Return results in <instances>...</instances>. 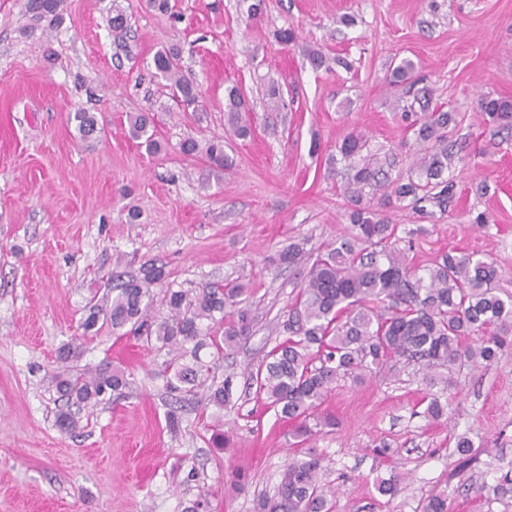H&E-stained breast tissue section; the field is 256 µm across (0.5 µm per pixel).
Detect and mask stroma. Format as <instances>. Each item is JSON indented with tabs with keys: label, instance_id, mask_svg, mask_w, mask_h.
Instances as JSON below:
<instances>
[{
	"label": "stroma",
	"instance_id": "obj_1",
	"mask_svg": "<svg viewBox=\"0 0 512 512\" xmlns=\"http://www.w3.org/2000/svg\"><path fill=\"white\" fill-rule=\"evenodd\" d=\"M62 0L54 30L37 25L25 0H0V512H184L199 487L204 512H255L289 458L313 454L337 491L335 512H416L446 492L449 512H512L492 488L512 471V329L494 364L466 370L453 387H427L410 366L357 384L338 381L320 412L334 417L302 445L249 379L285 340L281 322L311 255L348 235L346 166L337 146L350 132L413 160V133L396 105L391 65L408 58L434 103L456 112L461 160L446 209L395 202L408 260L475 254L512 295V128L487 122L490 94L512 101V0H263L248 18L239 0ZM128 20L114 31L115 11ZM293 28L284 44L279 30ZM177 49L201 109H179L154 68ZM336 59L314 68L310 50ZM238 86L251 134L229 130L224 91ZM283 107L268 104L270 86ZM100 131L81 139L75 113ZM149 113L156 152L129 136ZM220 140L233 166L209 167L181 152L183 140ZM302 248L293 265L278 251ZM164 268V286L234 281L251 290L249 338L221 362L233 377L225 408H177L159 374L161 356L133 336L80 327L89 288L113 274ZM81 346L78 366L125 372L122 396L82 413L61 433L46 376L58 348ZM444 417L426 415V393ZM177 411V430L166 425ZM228 448H213V425ZM475 458L459 467L455 440ZM400 481L394 496L377 483ZM474 485L462 488L463 481Z\"/></svg>",
	"mask_w": 512,
	"mask_h": 512
}]
</instances>
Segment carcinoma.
<instances>
[{
    "mask_svg": "<svg viewBox=\"0 0 512 512\" xmlns=\"http://www.w3.org/2000/svg\"><path fill=\"white\" fill-rule=\"evenodd\" d=\"M60 6L61 0H26L25 10L36 23L44 22L53 30L62 21ZM154 66L184 106H198V90L182 75L178 52H157ZM412 70V62L402 61L391 72L392 82L414 86ZM414 101L422 113L414 112L411 104L404 105L402 118L421 145V154L407 174L392 176L395 158L372 152L361 133H349L338 146L341 159L348 162L344 193L351 204L347 217L352 233L317 253L282 321L287 338L268 352L256 371V392L293 424L295 438L306 440L315 428L335 425L331 416L319 415L318 409L339 379L360 382L388 366L418 364L451 371L465 365H490L504 346L502 338L491 335L465 344L463 337L489 326L512 324V296L504 299L496 292L492 264L446 252L420 269L399 248L396 225L381 216V209L394 199L441 207L453 188L448 172L458 160L452 141L457 115L429 110L426 89L414 95ZM479 106L493 122L512 128V101L484 95ZM245 111L240 89L229 87L224 112L228 126L239 137L250 133ZM75 120L82 137L98 132L90 113L77 112ZM130 134L148 148L156 147L147 113L130 119ZM180 149L186 155H203L216 169L231 167L218 140L202 144L189 138ZM165 278L163 268L149 266L128 281L112 277V285L101 297L89 289L88 314L81 326L86 331L101 326L114 332L130 327L147 345L165 354L160 373L170 393L181 402L200 398L222 409L230 402L232 381L216 380L213 366L201 352L228 353L249 336L253 324L246 303L249 289L243 285L167 288L162 298L167 314L158 320L151 316L152 288ZM80 355L76 343L62 345L57 367L48 376L62 401L55 425L64 434L79 429L82 410L122 395L127 385L125 373L108 365L77 368L74 362ZM321 470L320 460L313 455L290 459L275 493L259 498L258 512H332L334 491L321 481ZM419 512H448V495L441 492L423 498Z\"/></svg>",
    "mask_w": 512,
    "mask_h": 512,
    "instance_id": "1",
    "label": "carcinoma"
}]
</instances>
